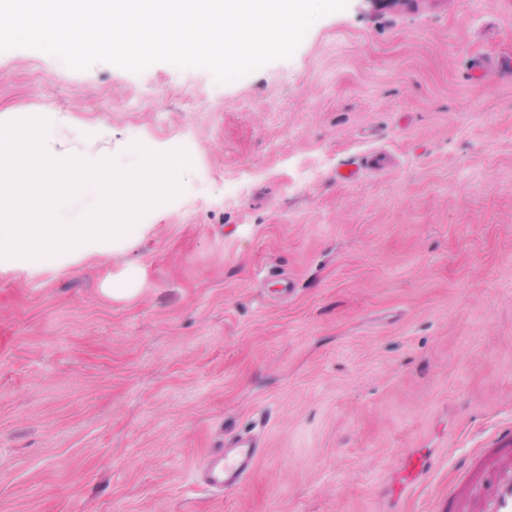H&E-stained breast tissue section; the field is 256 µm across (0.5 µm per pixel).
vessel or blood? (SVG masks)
Returning a JSON list of instances; mask_svg holds the SVG:
<instances>
[{
    "label": "vessel or blood",
    "mask_w": 512,
    "mask_h": 512,
    "mask_svg": "<svg viewBox=\"0 0 512 512\" xmlns=\"http://www.w3.org/2000/svg\"><path fill=\"white\" fill-rule=\"evenodd\" d=\"M261 450L250 439L233 441L206 457L205 477L222 490L240 486L252 474ZM431 461L420 454L408 456L391 487L394 498L422 480ZM449 512H512V428L501 433L497 445L483 449L471 462L463 483L448 493Z\"/></svg>",
    "instance_id": "b4317fda"
}]
</instances>
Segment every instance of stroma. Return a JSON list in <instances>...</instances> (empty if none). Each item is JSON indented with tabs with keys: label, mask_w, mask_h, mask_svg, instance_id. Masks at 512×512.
Wrapping results in <instances>:
<instances>
[{
	"label": "stroma",
	"mask_w": 512,
	"mask_h": 512,
	"mask_svg": "<svg viewBox=\"0 0 512 512\" xmlns=\"http://www.w3.org/2000/svg\"><path fill=\"white\" fill-rule=\"evenodd\" d=\"M508 57L512 0H348L227 83L0 52V123L191 161L111 250L0 263V512H391L413 453L403 512H448L512 425ZM226 447L219 448L204 461L208 483L224 491L236 488L247 480L262 452V448L250 439H237ZM431 461L421 454L408 456L403 462L398 476L391 487V492L395 499L403 497L406 489L422 480L428 470H430Z\"/></svg>",
	"instance_id": "1"
}]
</instances>
